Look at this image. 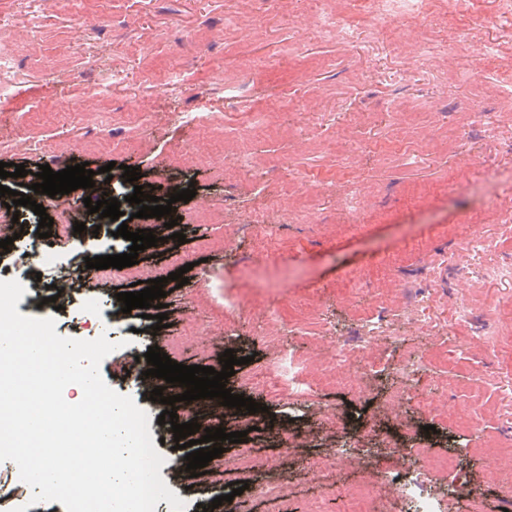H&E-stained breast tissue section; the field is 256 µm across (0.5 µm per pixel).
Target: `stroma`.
Instances as JSON below:
<instances>
[{"instance_id": "35a3bbf8", "label": "stroma", "mask_w": 512, "mask_h": 512, "mask_svg": "<svg viewBox=\"0 0 512 512\" xmlns=\"http://www.w3.org/2000/svg\"><path fill=\"white\" fill-rule=\"evenodd\" d=\"M327 0H235L247 30L224 29L226 0H0V26L20 36L12 69L0 74L10 95L0 96V161L54 171L81 163L112 165V189L133 188L123 166L136 168L146 186L195 187L172 208L174 229H160L165 245L139 251L135 265L93 271L53 314L59 335L107 336L119 349L100 365L103 379L133 397L149 415V431L169 465L180 457L164 407L140 394L134 377H120L128 351L174 346L185 365L221 369L225 350L241 358L225 385L266 408L265 419L287 423L289 443L249 437L227 444L213 469L235 463V479H207L178 487L185 512L226 496L222 512H267L254 486L287 483L285 507L294 512L320 493L305 465L349 449L357 426L401 417L420 429L429 453L462 456L459 470L431 472L432 496L445 512H503L501 487L512 474L485 483L488 437L512 439V279L497 277L512 263V223L486 202L487 176L512 171V122L484 123L466 105L485 95L512 103V11L501 0H425L414 17L368 24L371 0H334L354 32L348 43L323 38L309 23ZM480 28L487 49L463 41ZM471 76L457 77L463 55ZM111 115L110 131L87 129L94 114ZM223 115L249 130L245 143L219 142L195 113ZM259 160L240 170V149ZM366 199L345 209L352 183ZM317 189L308 206L302 187ZM0 256V278L28 293L64 279L85 253H126L118 222L98 233L64 235L54 246L38 238V224ZM185 243H178L177 234ZM473 252L458 254L461 242ZM35 255L37 275L23 254ZM186 269L175 287L169 273ZM165 279L168 328L123 314L116 293L132 283ZM470 283L478 317L455 318L459 279ZM223 289L216 298L214 288ZM396 305L386 337L373 346L376 365L359 391L331 385L322 354L329 337L353 336L369 311L371 293ZM232 306H225V299ZM279 318V343L299 353L307 384L287 396L266 381L274 352L266 340L268 311ZM319 321L326 335L304 333ZM482 404L472 426L421 413L411 396L436 393L463 408L476 384ZM432 433H425V426ZM417 451L384 448L372 494L382 512H415L396 480ZM480 488L479 498L448 495L449 486Z\"/></svg>"}]
</instances>
